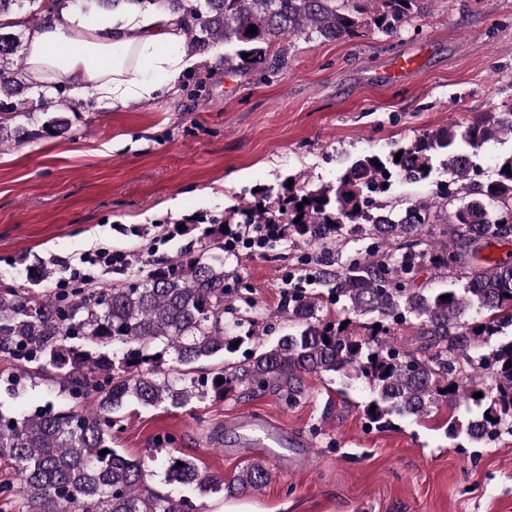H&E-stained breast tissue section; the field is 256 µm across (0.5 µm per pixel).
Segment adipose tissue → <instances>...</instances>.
<instances>
[{
    "instance_id": "obj_1",
    "label": "adipose tissue",
    "mask_w": 512,
    "mask_h": 512,
    "mask_svg": "<svg viewBox=\"0 0 512 512\" xmlns=\"http://www.w3.org/2000/svg\"><path fill=\"white\" fill-rule=\"evenodd\" d=\"M74 19L60 11L30 29L26 63L33 80L73 79L112 107L152 99L194 64L186 55V35L176 19L128 11L119 22L90 26L73 37Z\"/></svg>"
}]
</instances>
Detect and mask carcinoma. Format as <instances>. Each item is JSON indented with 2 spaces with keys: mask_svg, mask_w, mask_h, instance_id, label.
<instances>
[{
  "mask_svg": "<svg viewBox=\"0 0 512 512\" xmlns=\"http://www.w3.org/2000/svg\"><path fill=\"white\" fill-rule=\"evenodd\" d=\"M361 2L0 0V18L25 9L41 24L66 5L84 12L91 3L157 6L179 18L191 51L222 44L224 66L257 69L277 41L300 34L346 40L371 27L390 35L420 12L419 0ZM13 27L0 21V145L63 136L70 128L62 115L36 127L34 113L4 108L3 100L24 90L18 76L25 58ZM508 134L512 111L483 112L387 154H361L328 186L285 185L275 207L231 210L228 218L239 216L242 224L288 225L299 241L321 247L324 258L308 274L313 288L288 287V332L245 364L221 366L204 379L192 377L196 363L219 359L251 338L238 334L242 320L224 324L230 272L220 254L185 255L159 264L145 280L99 291L1 290L0 359L11 367L0 382L15 391L28 381L59 379L70 398L92 400L82 411L56 410L51 401L20 417L0 411V454L17 463L36 512H185L184 497L145 489V461L112 448V431L121 429L132 401L180 407L241 388L272 391L293 404L304 394V377L316 375L343 388L363 385L370 394L365 419L379 430L397 419L421 420L438 402L463 397L468 416L448 419V441L476 448L506 426L512 432V335L505 332L512 328V263L489 252L512 243V152L483 182L475 180L474 162L486 144ZM437 168L448 175L444 191L415 201L390 197L392 176L420 183ZM356 237L370 240L362 252L349 249ZM425 269L439 287H418ZM445 294L451 299H440ZM353 325L366 335H356ZM404 330L411 337L398 338ZM488 371L494 386L476 399L479 389L462 380ZM152 462L166 484L201 495H244L270 480L259 460L227 483L187 456Z\"/></svg>",
  "mask_w": 512,
  "mask_h": 512,
  "instance_id": "cac0c4a2",
  "label": "carcinoma"
}]
</instances>
